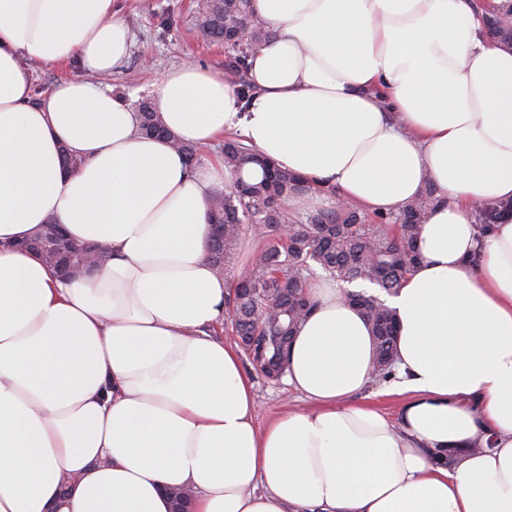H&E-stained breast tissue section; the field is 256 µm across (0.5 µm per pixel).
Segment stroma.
Segmentation results:
<instances>
[{"instance_id": "stroma-1", "label": "stroma", "mask_w": 512, "mask_h": 512, "mask_svg": "<svg viewBox=\"0 0 512 512\" xmlns=\"http://www.w3.org/2000/svg\"><path fill=\"white\" fill-rule=\"evenodd\" d=\"M115 4L125 15L132 40L127 59L104 82L131 105L152 99L156 78L185 62L224 71L229 49L205 42L195 27L199 0H115ZM242 370L254 384L258 427L303 408L301 396L285 382L267 381L247 362Z\"/></svg>"}]
</instances>
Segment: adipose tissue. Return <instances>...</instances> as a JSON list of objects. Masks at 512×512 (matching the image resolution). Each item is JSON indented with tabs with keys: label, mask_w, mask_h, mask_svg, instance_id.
Returning <instances> with one entry per match:
<instances>
[{
	"label": "adipose tissue",
	"mask_w": 512,
	"mask_h": 512,
	"mask_svg": "<svg viewBox=\"0 0 512 512\" xmlns=\"http://www.w3.org/2000/svg\"><path fill=\"white\" fill-rule=\"evenodd\" d=\"M113 2L0 0V512H171V488L194 512H512V49L472 0H253L274 36L250 101L194 62L156 81L183 141L237 133L326 187L293 212L337 196L395 213L437 190L386 298L397 421L360 400L372 336L323 277L288 353L308 405L261 429L237 345L212 335L228 282L207 208L231 175L189 170L102 83L129 49ZM33 60L78 71L37 98ZM50 218L111 260L53 277L15 246ZM456 449L454 467L432 457Z\"/></svg>",
	"instance_id": "ef3b65f1"
}]
</instances>
